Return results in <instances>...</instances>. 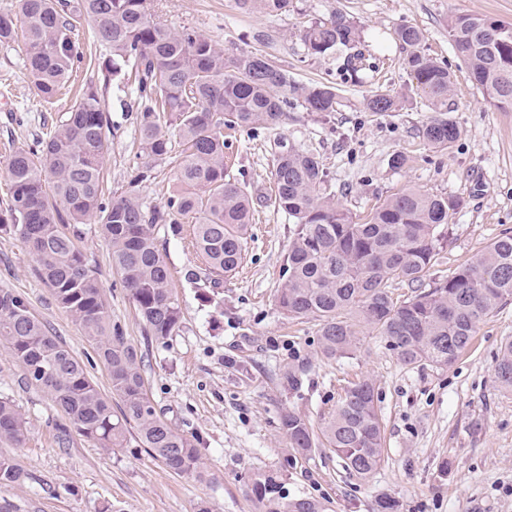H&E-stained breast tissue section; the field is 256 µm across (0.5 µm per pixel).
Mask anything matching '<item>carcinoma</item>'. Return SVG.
Instances as JSON below:
<instances>
[{"label":"carcinoma","mask_w":512,"mask_h":512,"mask_svg":"<svg viewBox=\"0 0 512 512\" xmlns=\"http://www.w3.org/2000/svg\"><path fill=\"white\" fill-rule=\"evenodd\" d=\"M290 0H236L245 11L278 13ZM86 19L94 38L112 53L105 77L132 64L141 151L132 181L152 177L157 164L178 162V187L161 207L135 191L104 203L103 164L109 143L101 88L85 83L63 120L48 137L19 148L5 162L10 185L0 211V233L20 238L36 271L56 301L84 332L107 367L112 404L90 379L86 366L52 336L25 298L0 290V339L25 369L29 383L49 392L63 417L58 443L75 430L96 447H126L136 430L141 447L177 475L200 478L204 462L194 437L173 428L157 412L145 389L143 357L129 345L112 314L98 278L77 244L79 225L95 223L143 323L146 340L163 345L182 328L156 231L173 235L193 223L195 246L205 263V283L218 288L243 263L254 197L227 173L224 129L275 130L284 122L288 96L300 94L310 112H334L336 88L297 87L288 71L259 51L229 53L192 27L172 29L155 18L150 0H17L13 14L0 15V43L23 39L25 69L37 96L54 103L81 63L77 23ZM403 69L429 102L433 115L422 128L424 141L448 148L460 129L452 111L453 79L448 67L426 48L412 25L395 30ZM448 38L473 81L498 107L512 108V24L487 16L458 15L448 21ZM312 56L344 57L350 77L363 58L359 26L336 11L301 32ZM394 96L376 91L369 112H394ZM326 174L319 160L293 147L274 158V208L292 221V243L277 289L279 309L292 318L318 320V349L326 358L353 354L369 330L406 365L452 366L478 326L512 299V235L491 242L471 261L444 278L425 282L443 249L445 230L463 206L457 195L394 194L362 222L322 196ZM405 284L413 295L393 298ZM494 381L512 392V340L501 345ZM288 445L312 453L324 440L349 474L368 480L383 459V437L372 380L352 383L316 435L305 416L286 409L280 416ZM27 422L13 401L0 397V440L22 446ZM288 463L255 474L248 490L258 512H325L312 497L284 491ZM30 475L0 458V483H23Z\"/></svg>","instance_id":"obj_1"}]
</instances>
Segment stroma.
I'll return each instance as SVG.
<instances>
[{"instance_id":"stroma-1","label":"stroma","mask_w":512,"mask_h":512,"mask_svg":"<svg viewBox=\"0 0 512 512\" xmlns=\"http://www.w3.org/2000/svg\"><path fill=\"white\" fill-rule=\"evenodd\" d=\"M169 26L197 28L222 47L261 51L287 70L297 87H337L336 112L319 115L291 101L279 130L241 131L229 137L228 171L264 201L256 207L246 257L223 288L205 298V264L193 246V226L179 235L159 234L174 293L180 332L161 346L147 345L136 308L112 263L96 225H83L79 242L100 273L112 318L145 357L146 390L157 411L180 431L198 437L207 476L197 481L169 471L144 449L110 453L84 437L59 446L55 423L62 412L44 390L29 385L23 368L0 340V395L28 422L22 447L0 442L30 479L0 485V512H257L248 481L278 468L285 440L280 414L292 408L319 425L350 382L372 378L383 423V461L372 478L349 476L329 449L299 456L288 466L289 496H313L326 512H377L379 497L398 512H512V393L493 379L501 343L512 339V300L483 323L467 349L448 368L407 365L382 337H363L352 357L323 358L318 323L291 318L276 304L282 268L292 242L287 216L266 200L273 187V158L286 145L318 157L336 204L357 219L405 188L458 195L464 204L450 225L430 277L448 274L480 254L494 239L512 234V110L494 106L473 82L448 41V20L466 14L512 22V0H291L286 12L238 9L235 0H154ZM342 10L362 30L373 69L362 83H341L335 56L310 55L303 26ZM421 29L430 53L454 78L451 117L461 135L449 148L428 146L420 131L430 115L424 97L410 88L402 67L396 27ZM22 42L0 43V210L8 203L3 163L18 148L45 137L59 124L77 93L65 91L52 105L40 102L24 66ZM399 100L396 111H366L374 91ZM131 85L113 78L103 91L111 149L105 160L106 198L126 194L139 151ZM404 155V167L392 165ZM21 294L31 312L82 361L103 393L110 377L93 345L39 279L25 244L0 234V289ZM303 370L300 392L283 375Z\"/></svg>"}]
</instances>
